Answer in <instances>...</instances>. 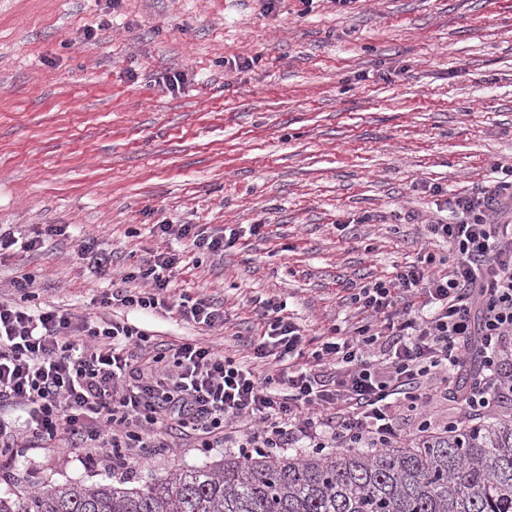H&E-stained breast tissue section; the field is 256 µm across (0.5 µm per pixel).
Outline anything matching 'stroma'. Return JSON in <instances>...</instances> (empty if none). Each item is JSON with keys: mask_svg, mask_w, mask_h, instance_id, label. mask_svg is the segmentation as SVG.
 Wrapping results in <instances>:
<instances>
[{"mask_svg": "<svg viewBox=\"0 0 512 512\" xmlns=\"http://www.w3.org/2000/svg\"><path fill=\"white\" fill-rule=\"evenodd\" d=\"M510 164L512 0H0V226L76 225L121 272L164 249L155 224L263 225L175 274L223 302L209 340L230 356L269 297L309 351L360 322L353 286L414 261L424 221ZM20 267L41 308L81 313L107 289L70 238L0 264V295ZM120 316L159 342L197 334L163 310ZM173 439L125 470L133 486L225 456ZM111 472L33 451L0 465V494Z\"/></svg>", "mask_w": 512, "mask_h": 512, "instance_id": "obj_1", "label": "stroma"}]
</instances>
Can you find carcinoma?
<instances>
[{
    "instance_id": "carcinoma-1",
    "label": "carcinoma",
    "mask_w": 512,
    "mask_h": 512,
    "mask_svg": "<svg viewBox=\"0 0 512 512\" xmlns=\"http://www.w3.org/2000/svg\"><path fill=\"white\" fill-rule=\"evenodd\" d=\"M0 512H512V415L378 450L229 455L144 489L51 485Z\"/></svg>"
}]
</instances>
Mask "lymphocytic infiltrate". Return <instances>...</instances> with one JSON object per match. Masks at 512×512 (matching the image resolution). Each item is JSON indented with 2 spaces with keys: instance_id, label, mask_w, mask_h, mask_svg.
Segmentation results:
<instances>
[{
  "instance_id": "lymphocytic-infiltrate-1",
  "label": "lymphocytic infiltrate",
  "mask_w": 512,
  "mask_h": 512,
  "mask_svg": "<svg viewBox=\"0 0 512 512\" xmlns=\"http://www.w3.org/2000/svg\"><path fill=\"white\" fill-rule=\"evenodd\" d=\"M495 186L452 198L454 219L433 221L426 236L448 254L424 251L388 280L351 296L368 321L331 328L306 351L300 327L277 299L262 300L263 325L243 344L246 359L207 340L154 343L111 309H162L203 331L224 325L211 297L174 294L182 251L150 252L97 300L90 317L30 308L35 277L19 272L0 297V458L59 442L86 454L106 450L120 470L146 448H163L169 431L197 447L248 458L286 448H387L404 437L460 428L512 400V166ZM248 229L156 224L152 232L192 250L223 255ZM63 224L34 227L24 238L0 229V263L15 249L41 252L66 235ZM448 421H433L438 404ZM21 411L23 420L13 417ZM417 425L402 432L398 411Z\"/></svg>"
}]
</instances>
